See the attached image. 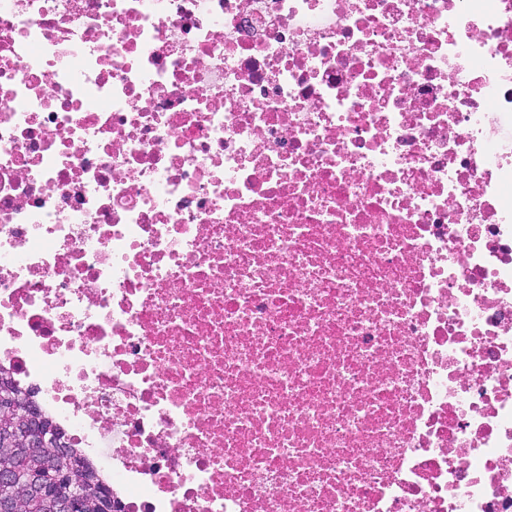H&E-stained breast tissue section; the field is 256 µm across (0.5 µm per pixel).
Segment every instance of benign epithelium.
Segmentation results:
<instances>
[{"mask_svg": "<svg viewBox=\"0 0 512 512\" xmlns=\"http://www.w3.org/2000/svg\"><path fill=\"white\" fill-rule=\"evenodd\" d=\"M28 404L6 386L0 387V413L3 415L26 414ZM21 448L24 454L37 459L50 451L61 457L67 455V448L54 432L43 430L31 433L22 426H5L0 429V512H14L16 491L23 490L33 498L50 496L54 512H81L97 508L98 500L92 498L84 480L71 471L53 478L29 469L22 473L12 461L14 449Z\"/></svg>", "mask_w": 512, "mask_h": 512, "instance_id": "benign-epithelium-1", "label": "benign epithelium"}]
</instances>
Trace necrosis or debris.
<instances>
[{"label":"necrosis or debris","mask_w":512,"mask_h":512,"mask_svg":"<svg viewBox=\"0 0 512 512\" xmlns=\"http://www.w3.org/2000/svg\"><path fill=\"white\" fill-rule=\"evenodd\" d=\"M512 0H0V368L114 512H512Z\"/></svg>","instance_id":"obj_1"}]
</instances>
